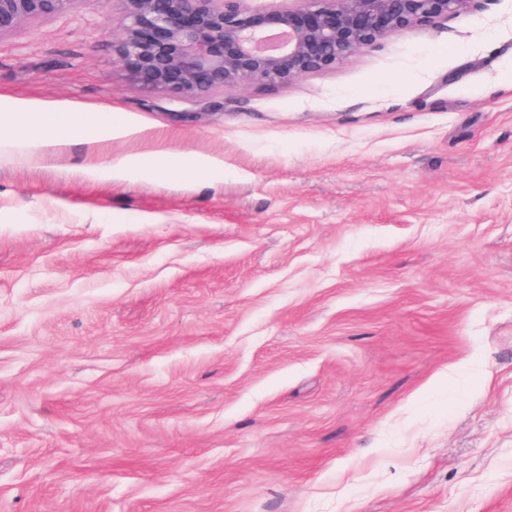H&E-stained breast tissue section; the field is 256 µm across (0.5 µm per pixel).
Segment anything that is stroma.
Listing matches in <instances>:
<instances>
[{
  "label": "stroma",
  "instance_id": "stroma-1",
  "mask_svg": "<svg viewBox=\"0 0 512 512\" xmlns=\"http://www.w3.org/2000/svg\"><path fill=\"white\" fill-rule=\"evenodd\" d=\"M122 0L0 37V512H512V0L172 101ZM178 152L185 182L92 180ZM126 127L121 112H1L0 155H33L69 143L93 146ZM221 166H223V163H218L208 157L187 156L175 159L168 153H160L151 160L124 161L113 168L112 164L108 166H90L85 170V173L91 178L112 179V175L114 176L116 173L129 175L149 169L163 174L169 169L181 179H193Z\"/></svg>",
  "mask_w": 512,
  "mask_h": 512
}]
</instances>
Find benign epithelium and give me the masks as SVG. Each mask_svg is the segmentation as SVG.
<instances>
[{
  "label": "benign epithelium",
  "instance_id": "1",
  "mask_svg": "<svg viewBox=\"0 0 512 512\" xmlns=\"http://www.w3.org/2000/svg\"><path fill=\"white\" fill-rule=\"evenodd\" d=\"M76 0H0V35L68 11ZM117 52L131 81L177 100L249 83L277 86L327 70L385 37L465 14L477 0H306L253 9L246 0H121Z\"/></svg>",
  "mask_w": 512,
  "mask_h": 512
}]
</instances>
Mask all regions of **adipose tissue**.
<instances>
[{
	"instance_id": "ef3b65f1",
	"label": "adipose tissue",
	"mask_w": 512,
	"mask_h": 512,
	"mask_svg": "<svg viewBox=\"0 0 512 512\" xmlns=\"http://www.w3.org/2000/svg\"><path fill=\"white\" fill-rule=\"evenodd\" d=\"M127 127L119 112H1L0 155L38 151L69 143L93 146ZM217 163L203 156L172 157L161 153L145 161H126L117 166L88 167L92 178L136 174L143 170L173 171L182 179H193L216 169Z\"/></svg>"
}]
</instances>
